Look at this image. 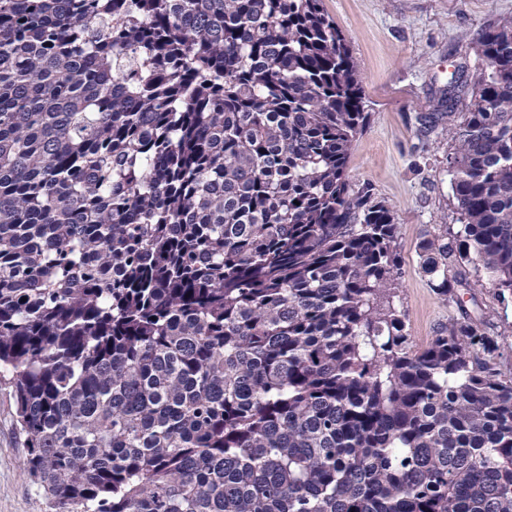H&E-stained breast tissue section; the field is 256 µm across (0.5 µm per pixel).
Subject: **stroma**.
Masks as SVG:
<instances>
[{"mask_svg": "<svg viewBox=\"0 0 512 512\" xmlns=\"http://www.w3.org/2000/svg\"><path fill=\"white\" fill-rule=\"evenodd\" d=\"M323 6L346 39L368 112L351 147L349 184L392 210L401 263L394 304L413 346H426L461 309L482 312L486 331L504 339L499 367L512 374V307L501 310L485 270L466 265L475 298L460 308L437 295L421 268L422 244L460 228L448 177L456 143L448 128L460 122L469 98L461 96L450 120L432 130L419 121L457 66L472 76L484 67L479 34L488 23L512 21V0H323ZM25 456L14 394L2 383L0 512H51L24 474Z\"/></svg>", "mask_w": 512, "mask_h": 512, "instance_id": "stroma-1", "label": "stroma"}]
</instances>
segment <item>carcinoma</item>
Listing matches in <instances>:
<instances>
[{
  "label": "carcinoma",
  "instance_id": "cac0c4a2",
  "mask_svg": "<svg viewBox=\"0 0 512 512\" xmlns=\"http://www.w3.org/2000/svg\"><path fill=\"white\" fill-rule=\"evenodd\" d=\"M422 246L512 304V24ZM322 0H0V382L53 512H512V379L464 310L422 349Z\"/></svg>",
  "mask_w": 512,
  "mask_h": 512
}]
</instances>
